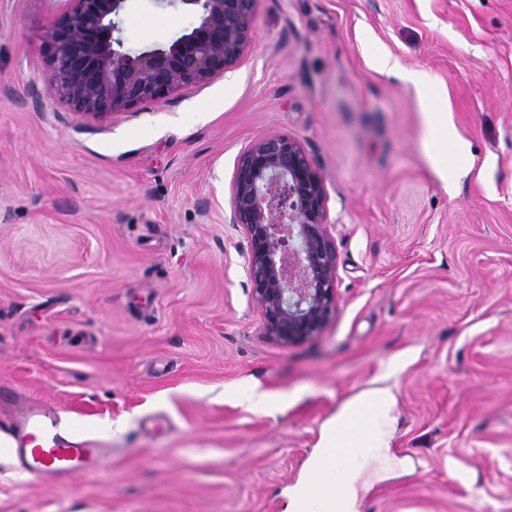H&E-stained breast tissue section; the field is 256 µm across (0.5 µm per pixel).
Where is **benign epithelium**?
Here are the masks:
<instances>
[{"label":"benign epithelium","instance_id":"obj_1","mask_svg":"<svg viewBox=\"0 0 512 512\" xmlns=\"http://www.w3.org/2000/svg\"><path fill=\"white\" fill-rule=\"evenodd\" d=\"M45 43L49 89L81 119L100 121L169 98L235 69L247 55L260 0H151L190 11L196 25L155 47L129 49L127 0H64ZM227 223L242 253L262 335L280 346L319 336L338 312L336 248L325 180L296 138L270 132L234 168Z\"/></svg>","mask_w":512,"mask_h":512}]
</instances>
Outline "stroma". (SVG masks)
Instances as JSON below:
<instances>
[{"mask_svg":"<svg viewBox=\"0 0 512 512\" xmlns=\"http://www.w3.org/2000/svg\"><path fill=\"white\" fill-rule=\"evenodd\" d=\"M63 9L0 0V382L114 451L54 486L0 455V512H290L349 469L356 512H512V0H260L237 68L98 122L46 91ZM190 22L128 0L125 39ZM425 101L466 145L444 180ZM272 131L323 174L337 257L335 319L291 347L224 221ZM384 383L387 447L317 470L326 424Z\"/></svg>","mask_w":512,"mask_h":512,"instance_id":"1","label":"stroma"}]
</instances>
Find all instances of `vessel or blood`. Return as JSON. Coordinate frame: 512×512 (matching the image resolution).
<instances>
[{
    "mask_svg": "<svg viewBox=\"0 0 512 512\" xmlns=\"http://www.w3.org/2000/svg\"><path fill=\"white\" fill-rule=\"evenodd\" d=\"M11 446L7 455L21 471L54 484L103 469L112 463L109 439L77 433L52 405L21 401L10 421Z\"/></svg>",
    "mask_w": 512,
    "mask_h": 512,
    "instance_id": "b4317fda",
    "label": "vessel or blood"
}]
</instances>
